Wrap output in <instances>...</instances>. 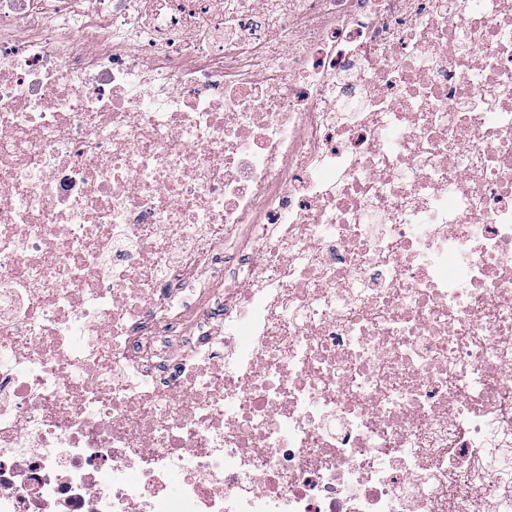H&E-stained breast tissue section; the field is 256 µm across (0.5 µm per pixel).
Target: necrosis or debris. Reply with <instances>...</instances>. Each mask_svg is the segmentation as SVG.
<instances>
[{
	"instance_id": "4bbe7bcc",
	"label": "necrosis or debris",
	"mask_w": 512,
	"mask_h": 512,
	"mask_svg": "<svg viewBox=\"0 0 512 512\" xmlns=\"http://www.w3.org/2000/svg\"><path fill=\"white\" fill-rule=\"evenodd\" d=\"M0 512H512V0H0Z\"/></svg>"
}]
</instances>
